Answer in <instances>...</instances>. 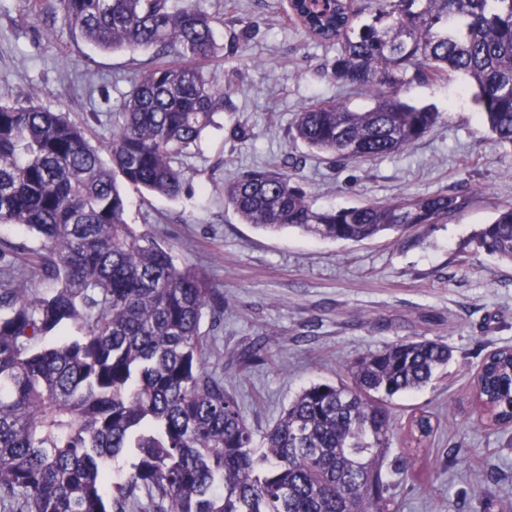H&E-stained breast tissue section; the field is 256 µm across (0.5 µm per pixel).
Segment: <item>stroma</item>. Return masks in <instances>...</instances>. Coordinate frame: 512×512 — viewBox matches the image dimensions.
Listing matches in <instances>:
<instances>
[{
	"instance_id": "1",
	"label": "stroma",
	"mask_w": 512,
	"mask_h": 512,
	"mask_svg": "<svg viewBox=\"0 0 512 512\" xmlns=\"http://www.w3.org/2000/svg\"><path fill=\"white\" fill-rule=\"evenodd\" d=\"M215 19L220 49L203 68L227 90L224 108L197 147L177 159L184 190L175 199L123 186L126 220L166 240L224 296L220 325L203 320L248 423L264 432L303 389L335 382L353 358L423 336L446 344L447 365L420 390L394 397L398 423L426 410L436 425L424 448L391 441L412 476L398 512H512V429L484 425L471 397L489 351L512 347V263L479 249L475 237L498 207L512 205V148L479 121L461 78L407 87V100L436 105L434 130L406 151L332 165L293 139L301 107L344 91L323 73L335 56L289 20L288 0H199ZM249 35L233 40L240 19ZM147 53L107 52L82 41L58 0H0V102L31 101L88 122L107 142L110 117ZM242 127L245 138L234 137ZM297 163L296 178L317 209L434 194L465 205L448 221L360 243L322 240L296 228L276 233L242 223L224 182L261 167ZM263 347L250 367L239 355Z\"/></svg>"
}]
</instances>
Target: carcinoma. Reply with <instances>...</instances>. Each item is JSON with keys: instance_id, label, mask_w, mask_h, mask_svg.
<instances>
[{"instance_id": "1", "label": "carcinoma", "mask_w": 512, "mask_h": 512, "mask_svg": "<svg viewBox=\"0 0 512 512\" xmlns=\"http://www.w3.org/2000/svg\"><path fill=\"white\" fill-rule=\"evenodd\" d=\"M59 4L87 42L151 49L152 66L102 148L60 112L0 104V224L43 240L28 257L0 240V512H397L409 469L386 463L399 430L390 400L427 385L448 347L404 340L358 357L347 380L304 389L256 437L200 332L207 315L222 322L224 298L127 223L121 189L180 196L176 158L224 107V87L201 67L215 53L213 18L194 0ZM288 13L337 45L325 74L372 99L304 106L292 129L312 151L345 163L407 149L440 112L405 89L451 74L512 146V0H333L319 13L288 0ZM224 199L245 224L354 243L445 222L462 206L438 194L317 210L288 170L227 180ZM478 245L512 262V206ZM34 271L55 283L49 294L25 288ZM474 393L487 426L512 427L511 347L486 355ZM434 431L426 410L405 427L417 448Z\"/></svg>"}]
</instances>
